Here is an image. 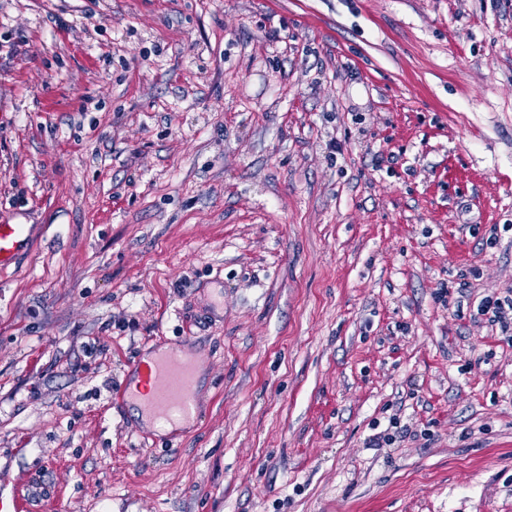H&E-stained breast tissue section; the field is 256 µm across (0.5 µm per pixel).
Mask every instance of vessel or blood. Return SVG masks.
Listing matches in <instances>:
<instances>
[{"mask_svg": "<svg viewBox=\"0 0 512 512\" xmlns=\"http://www.w3.org/2000/svg\"><path fill=\"white\" fill-rule=\"evenodd\" d=\"M31 230L26 224H0V269L16 264L30 249ZM147 403L154 417L175 422L197 401L192 365L176 350L169 351L142 374Z\"/></svg>", "mask_w": 512, "mask_h": 512, "instance_id": "vessel-or-blood-1", "label": "vessel or blood"}]
</instances>
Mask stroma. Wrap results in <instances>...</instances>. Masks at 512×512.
I'll list each match as a JSON object with an SVG mask.
<instances>
[{
    "label": "stroma",
    "mask_w": 512,
    "mask_h": 512,
    "mask_svg": "<svg viewBox=\"0 0 512 512\" xmlns=\"http://www.w3.org/2000/svg\"><path fill=\"white\" fill-rule=\"evenodd\" d=\"M1 220L0 498L512 512V0H0ZM31 230L28 224H0V269L16 264L30 249ZM481 312L483 315L489 313L493 314L492 322H497L505 331L511 329L512 325V297L505 296L502 298L492 297L486 298L481 305ZM510 316V317H509ZM134 371L142 375L149 410L157 419L174 424L199 397L192 365L177 350L146 366L144 372L138 361Z\"/></svg>",
    "instance_id": "obj_1"
}]
</instances>
